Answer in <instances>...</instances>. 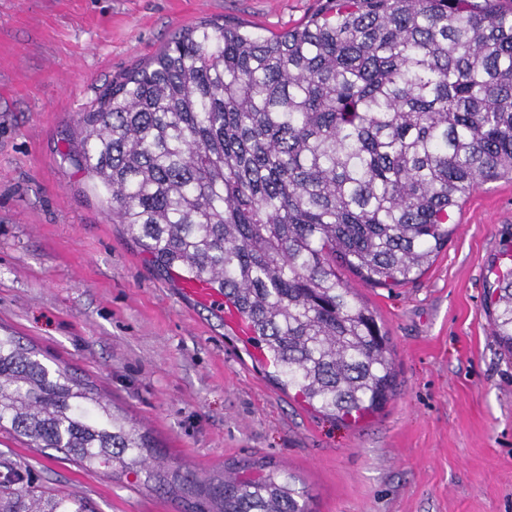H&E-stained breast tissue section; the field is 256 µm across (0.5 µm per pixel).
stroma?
I'll return each instance as SVG.
<instances>
[{"label": "stroma", "instance_id": "1", "mask_svg": "<svg viewBox=\"0 0 512 512\" xmlns=\"http://www.w3.org/2000/svg\"><path fill=\"white\" fill-rule=\"evenodd\" d=\"M320 0H0V334L91 382L162 459L204 480L291 474L311 512H512V353L493 334L491 269L512 246V182L478 185L414 280L341 278L393 346L396 392L349 425L269 376L258 349L113 223L71 159L81 112L175 32L202 21L267 35ZM14 469L92 512H192L128 473L88 475L0 431Z\"/></svg>", "mask_w": 512, "mask_h": 512}]
</instances>
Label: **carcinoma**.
<instances>
[{
    "instance_id": "obj_1",
    "label": "carcinoma",
    "mask_w": 512,
    "mask_h": 512,
    "mask_svg": "<svg viewBox=\"0 0 512 512\" xmlns=\"http://www.w3.org/2000/svg\"><path fill=\"white\" fill-rule=\"evenodd\" d=\"M77 130L75 165L158 268L209 279L310 406L363 415L392 394L389 338L337 268L404 284L477 184L512 181V5L321 0L268 36L200 23L112 82ZM489 315L512 351V247ZM2 429L90 474L178 489L193 512H307L274 470L203 483L152 465L149 436L14 336H0ZM22 480H0V512H86Z\"/></svg>"
}]
</instances>
